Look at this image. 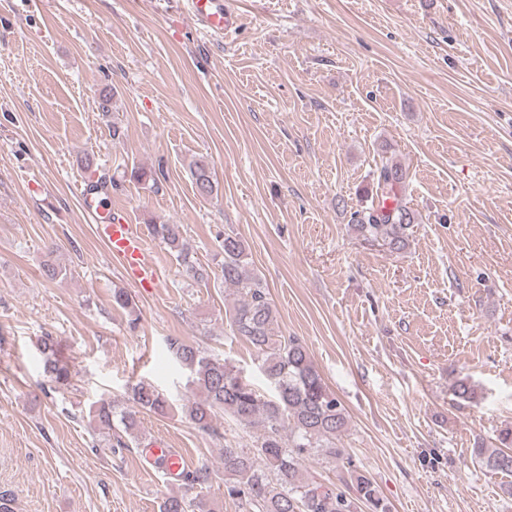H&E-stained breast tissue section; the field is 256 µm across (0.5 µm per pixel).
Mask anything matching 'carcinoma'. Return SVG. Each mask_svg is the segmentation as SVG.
Masks as SVG:
<instances>
[{
    "instance_id": "obj_1",
    "label": "carcinoma",
    "mask_w": 512,
    "mask_h": 512,
    "mask_svg": "<svg viewBox=\"0 0 512 512\" xmlns=\"http://www.w3.org/2000/svg\"><path fill=\"white\" fill-rule=\"evenodd\" d=\"M197 193L210 197L218 190L210 163L199 159L190 167ZM406 171L392 157L377 167L376 200L354 213V229L368 242H380L392 251L407 245L415 213L403 202ZM393 200L386 208L383 202ZM149 233L176 255L184 275L196 282L208 273L185 248L180 224H150ZM224 285L233 289L230 327L234 335L251 344L260 357V371L273 388L266 396L241 382L234 367L207 357L180 337L167 339L168 350L191 373L196 398L187 417L202 430L224 414L260 434L251 448L224 449V494L240 501L246 512H391L376 483L364 472L352 469L341 484L327 485L304 473L301 460L311 456L336 459L337 447L347 424L346 411L323 382L306 344L298 337L276 334L275 312L262 280L247 268L244 241L226 236L222 243ZM112 306L134 313V302L122 289L112 292ZM49 381L65 386L69 367L55 357L54 341L42 342ZM131 399L140 409L163 414L168 400L151 383L139 380L130 386ZM495 448H475V462L487 469L512 474V429L499 436ZM160 512H212L204 499L170 495Z\"/></svg>"
}]
</instances>
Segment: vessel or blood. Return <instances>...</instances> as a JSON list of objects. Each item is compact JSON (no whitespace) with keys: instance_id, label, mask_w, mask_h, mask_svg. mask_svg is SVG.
<instances>
[{"instance_id":"obj_1","label":"vessel or blood","mask_w":512,"mask_h":512,"mask_svg":"<svg viewBox=\"0 0 512 512\" xmlns=\"http://www.w3.org/2000/svg\"><path fill=\"white\" fill-rule=\"evenodd\" d=\"M195 20L213 33H220L236 26L238 14L233 0H189ZM103 234L109 252L122 260L141 283L156 282L157 274L153 255L149 250L141 225L129 224L118 215L108 216L103 224ZM148 460L160 463L168 477L183 471V458L165 448L163 443H153L146 451Z\"/></svg>"}]
</instances>
